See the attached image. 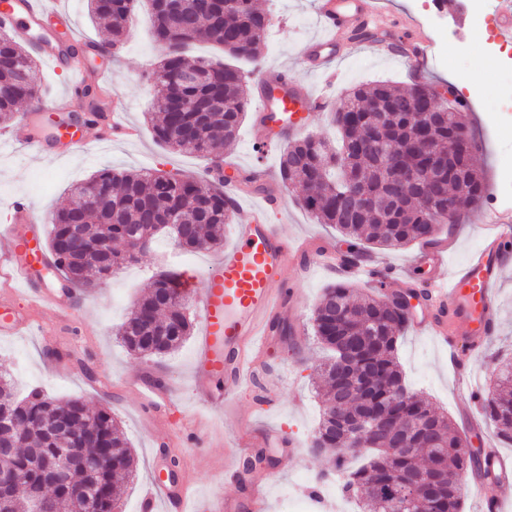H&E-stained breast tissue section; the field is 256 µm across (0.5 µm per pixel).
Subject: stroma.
<instances>
[{
    "label": "stroma",
    "instance_id": "obj_1",
    "mask_svg": "<svg viewBox=\"0 0 512 512\" xmlns=\"http://www.w3.org/2000/svg\"><path fill=\"white\" fill-rule=\"evenodd\" d=\"M384 10L371 23L381 36L380 42L353 41L349 50L336 59V80L327 83L321 75L297 68L296 60L304 45L318 36L314 0H260L259 5L271 18L259 69L248 70L251 96L260 93V78H274L292 71L298 81L325 104L318 110L304 111L305 131L332 140L336 131L329 114L342 93L351 86L389 80L407 89L414 83L444 88L454 81L456 62H429L419 76H412L407 54L398 52L404 31L419 30L432 47L448 41H463L470 23L461 0H447L437 10L431 0H382ZM162 58L151 36V22L144 6L136 16L118 54L98 53L91 57L95 68L112 71V90L130 101L127 120L138 130L130 141H107L67 149L48 158L27 149L0 146V214L16 197L30 198L37 207L38 227L48 232L51 214L67 204L72 185L84 181L104 168L170 172L185 179L204 175L207 161L194 155L172 152L155 142L149 125L154 90L149 75ZM488 71L470 64L467 84L457 87L469 99L468 122L475 135L474 162L486 185L482 200L457 226L456 235L440 230V238H452L447 253L446 273L457 270L480 247L486 227L483 217L490 208L512 209V187L502 185L500 160L512 153V122L502 121L495 104L472 101V88L487 84ZM254 118L246 116L237 142L226 151L224 162L243 176L251 171L264 172L272 186L280 189L281 204L271 211L274 224L288 236L307 241L310 248L328 247L345 252L341 234L319 224L299 204L301 189L283 185L279 176L281 149L259 154L255 146ZM419 244L404 248H379L375 254L396 268L397 278L387 286L388 293L405 292L417 285H429L434 272L414 264ZM223 250L186 253L174 248L169 238L158 236L139 260L101 288L87 293L77 291L74 318H60L42 310L34 327L18 336H0V370L8 372L20 392L39 388L57 397L77 396L109 409L128 437L137 460L122 502L123 512H139V503L156 468L158 457H178L188 470L191 495L200 512L218 494L242 495L240 486L225 479L224 467L235 461L243 428H250L257 456L251 470L259 476L279 471L275 484L267 487L268 512H287L289 506L304 497L307 487L330 468L328 455L310 452L311 436L317 425L321 399L316 370L325 352L310 332V318L324 288L336 279L324 269L300 264L285 272V280L297 297L295 309H284L282 321L294 325L298 333L289 341L276 342L261 351L259 365L251 382L224 401L219 410L199 403L191 388L192 362L198 344L190 336L174 354L158 361H147L129 354L118 342L115 328L128 314L134 299L147 292L153 274L162 268L202 273L207 264L221 259ZM500 316L496 335L484 338L483 352L475 357L466 378L453 371L448 352L438 339L406 330L399 346V362L411 387L438 412L446 415L470 448L482 451L486 444H497L499 451L512 457V446L498 443L494 430L482 410L472 415L461 411L465 399L461 383L484 391L496 380L498 362L512 358V266L506 268L493 288ZM168 387L169 400L157 410L133 386L134 380ZM275 390L274 404L264 403L263 395ZM279 432L294 440L301 462L281 464L277 448L266 447L268 431Z\"/></svg>",
    "mask_w": 512,
    "mask_h": 512
}]
</instances>
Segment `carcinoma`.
I'll use <instances>...</instances> for the list:
<instances>
[{
    "label": "carcinoma",
    "mask_w": 512,
    "mask_h": 512,
    "mask_svg": "<svg viewBox=\"0 0 512 512\" xmlns=\"http://www.w3.org/2000/svg\"><path fill=\"white\" fill-rule=\"evenodd\" d=\"M151 2L153 36L168 47L152 74L157 112L153 135L161 146L204 157L219 168L249 104L240 63L259 64L270 18L254 0H192L187 15L168 11L161 0ZM88 7L90 16L111 36L110 46L122 47L129 25L124 17L133 14L134 0H89ZM195 40L215 43L231 62L189 59L185 48ZM182 70H200L207 77L194 85L170 82V76ZM1 87L8 89V95L0 96V125H6L15 118L18 105L37 94L39 82L34 56L4 31ZM448 92L453 99L437 97L428 85L402 90L389 81H376L355 86L341 99L347 111L333 112L340 147L307 135L284 149L281 181L303 186L301 206L317 223L330 224L349 239L350 260L358 261L368 246L431 242L439 226L448 223V206L459 217L484 196L485 184L472 164L476 142L466 119L469 103L453 87ZM373 109L385 113L375 136L385 144L389 158L415 171L441 160L448 172L426 195L416 185L403 187L421 198L418 203L354 214L347 208V186L343 173L336 170V157L370 126ZM349 167L363 193L382 198L388 185L379 159L358 155ZM70 194L69 203L52 215L48 247L63 281L75 288H91L138 261L137 241L151 242L162 231L147 223L148 211L167 215L184 210L190 237L179 248L190 252L223 245L224 228L234 223L237 211L224 191V180L206 175L191 181L167 172L102 169ZM114 209L115 223L98 225L100 216ZM74 224L87 231L80 251L70 239ZM103 238L122 243L123 250L98 252ZM181 287L177 271L162 269L154 276L117 330L128 353L153 360L183 346L193 320L188 302L177 298ZM403 298V293L365 296L344 283L324 290L311 320L314 336L330 357L319 367L323 407L312 441L331 454L342 494L362 502L366 512H392L393 498L407 481L427 470L439 475V487L413 500L412 512L422 507L429 512H462L466 478L479 476L477 455L456 435L450 420L406 384L398 362V339L408 322ZM480 398L497 438L512 445V361L499 365L495 390ZM365 413L378 416L374 446L366 449L369 461L350 470L347 457L358 450L347 423ZM398 444L407 450L389 451ZM34 451L43 462L57 465V479L50 487L43 468L33 464ZM73 451L85 458L86 465L68 463ZM134 463L130 443L109 410L78 397L52 398L36 389L19 397L9 376L0 375V464L24 473L22 483L0 501V512H31L38 497L53 498L57 512H114Z\"/></svg>",
    "instance_id": "obj_1"
}]
</instances>
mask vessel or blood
<instances>
[{"mask_svg": "<svg viewBox=\"0 0 512 512\" xmlns=\"http://www.w3.org/2000/svg\"><path fill=\"white\" fill-rule=\"evenodd\" d=\"M376 4L377 0H317V21L323 33L305 45L301 62L317 64L323 74H330L337 57L338 33L360 19L374 16ZM0 27L32 40L43 61L69 71L67 87L51 96H39L35 111L70 110L73 93L90 80L110 86L108 71H89L66 55V46H81L85 40L73 33L69 13L50 10L47 0H0ZM301 100L313 108L322 105L321 99L296 81L289 82L287 94L259 100L257 128L264 147L297 135V122L290 111ZM106 109V121L101 126L91 127L78 119L58 125L56 139L84 146L99 139L136 137V129L124 120L129 110L126 99L114 98ZM276 197L274 191L261 192L259 200L238 223L235 240L223 259L203 272L205 286L198 299L200 336L192 372V384L199 396H206L209 381L216 377L223 378L229 393L250 381L255 372L253 356L269 344L287 297L284 273L300 259L324 267L337 278L358 277L381 288L393 276L392 269L381 260L371 258L351 266L332 250L312 251L285 237L268 221L269 206ZM10 210L12 224L0 237V286H22L30 310L21 315H0L1 336H16L31 327V310L51 307L65 311L73 301L71 292L57 288L54 280L36 277L37 272L50 268L51 261L38 233L20 231L21 225L33 221V203L19 197ZM486 222L492 231L484 245L449 278H435L426 300L408 315V323L415 331L438 336L450 364L458 370L465 361L459 355L454 329L464 327L474 342L495 333L498 315L492 287L505 265L512 262V252L505 249L506 243L512 242V212H491ZM481 466L487 478L479 486L480 498L488 512H496L500 500L494 490L512 481V463L489 448L481 457ZM188 484L185 477L174 483L153 480L143 496L141 512H187Z\"/></svg>", "mask_w": 512, "mask_h": 512, "instance_id": "b4317fda", "label": "vessel or blood"}]
</instances>
